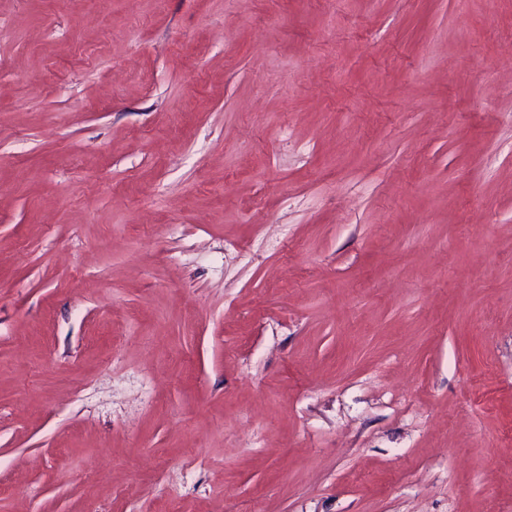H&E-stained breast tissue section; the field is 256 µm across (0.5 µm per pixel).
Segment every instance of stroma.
<instances>
[{"label":"stroma","instance_id":"obj_1","mask_svg":"<svg viewBox=\"0 0 512 512\" xmlns=\"http://www.w3.org/2000/svg\"><path fill=\"white\" fill-rule=\"evenodd\" d=\"M512 512V0H0V512Z\"/></svg>","mask_w":512,"mask_h":512}]
</instances>
